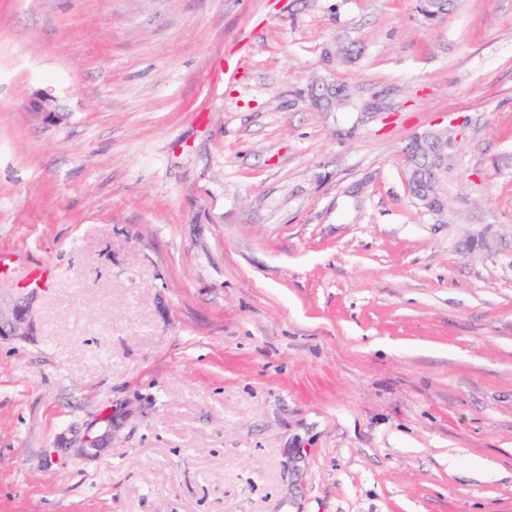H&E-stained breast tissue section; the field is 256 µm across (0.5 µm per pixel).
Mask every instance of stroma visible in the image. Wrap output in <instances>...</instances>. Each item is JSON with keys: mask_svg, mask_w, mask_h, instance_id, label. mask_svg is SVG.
<instances>
[{"mask_svg": "<svg viewBox=\"0 0 512 512\" xmlns=\"http://www.w3.org/2000/svg\"><path fill=\"white\" fill-rule=\"evenodd\" d=\"M1 249L0 512H512V0H0ZM352 94L344 86L324 87L322 93L315 98L316 104L322 107H335L336 111L343 110L351 101ZM443 138H446V152L440 155L439 161L436 162L427 172L420 173L416 168H408L409 172V185H413L421 176L425 191L430 193H437L439 191L440 175L448 163V145L452 143V135L448 131L439 132Z\"/></svg>", "mask_w": 512, "mask_h": 512, "instance_id": "35a3bbf8", "label": "stroma"}]
</instances>
